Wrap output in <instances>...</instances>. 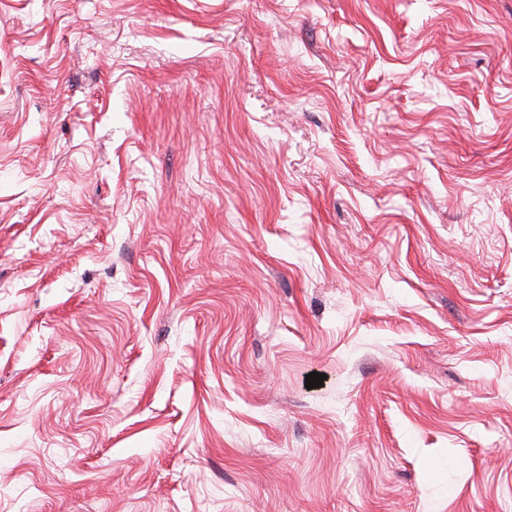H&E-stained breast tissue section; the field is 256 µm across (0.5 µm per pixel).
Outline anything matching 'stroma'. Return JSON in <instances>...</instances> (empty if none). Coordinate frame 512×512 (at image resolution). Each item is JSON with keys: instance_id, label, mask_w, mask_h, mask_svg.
<instances>
[{"instance_id": "stroma-1", "label": "stroma", "mask_w": 512, "mask_h": 512, "mask_svg": "<svg viewBox=\"0 0 512 512\" xmlns=\"http://www.w3.org/2000/svg\"><path fill=\"white\" fill-rule=\"evenodd\" d=\"M0 512H512V0H0Z\"/></svg>"}]
</instances>
